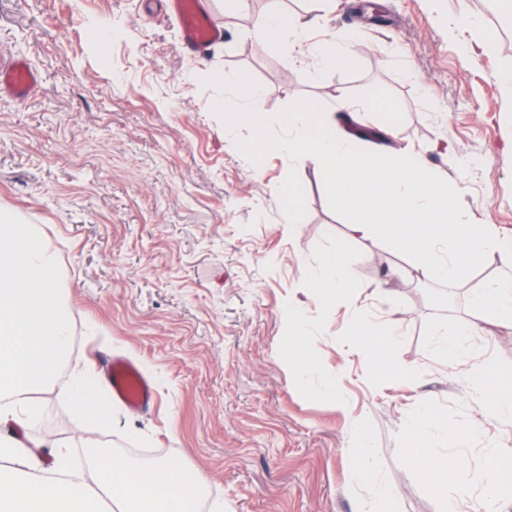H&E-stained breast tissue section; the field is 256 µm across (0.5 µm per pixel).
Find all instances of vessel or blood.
<instances>
[{
	"label": "vessel or blood",
	"mask_w": 512,
	"mask_h": 512,
	"mask_svg": "<svg viewBox=\"0 0 512 512\" xmlns=\"http://www.w3.org/2000/svg\"><path fill=\"white\" fill-rule=\"evenodd\" d=\"M168 14L177 22L185 48L201 55L224 39V26L203 5L202 0H166ZM39 81V75L20 58L0 61V91L15 99H26ZM112 394L133 408L152 405L157 394L138 368L117 359L111 368Z\"/></svg>",
	"instance_id": "b4317fda"
}]
</instances>
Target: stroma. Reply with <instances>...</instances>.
I'll return each instance as SVG.
<instances>
[{
	"instance_id": "1",
	"label": "stroma",
	"mask_w": 512,
	"mask_h": 512,
	"mask_svg": "<svg viewBox=\"0 0 512 512\" xmlns=\"http://www.w3.org/2000/svg\"><path fill=\"white\" fill-rule=\"evenodd\" d=\"M366 2L327 12L326 28L360 29L363 44L352 61L319 62L315 83L287 42H252L268 0L225 20L223 44L201 60L184 50L163 0H0V57H23L41 77L25 100L0 94V211L57 251L73 329L59 378L86 373L108 389L107 365L125 355L158 394L139 412L115 402L116 427L102 430L78 422L56 390L35 393L43 416L15 435L44 441L45 475L86 471L92 442L178 464L203 484L207 508L381 512L353 477L368 448L395 512H439L398 461L397 434L428 399L480 418L465 368L494 354L512 362V328L485 324L462 366L434 346L506 265L488 255L449 288L419 278L414 261L375 238L351 237L318 169L244 155L235 138L249 131L225 133L208 82L246 71L267 117L301 99L333 111L339 92L373 101L340 129L374 130L364 150L421 152L459 188L472 221L512 238V92L498 81L512 67V36L486 0ZM464 16L480 27L461 25ZM387 113L398 140L381 132ZM292 170L306 194L295 226L279 199ZM340 242L359 283L325 304L310 280ZM295 305L314 360L300 373L284 363L282 316ZM360 317L398 325L387 373L352 350Z\"/></svg>"
}]
</instances>
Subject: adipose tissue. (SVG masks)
Listing matches in <instances>:
<instances>
[{
    "label": "adipose tissue",
    "instance_id": "adipose-tissue-1",
    "mask_svg": "<svg viewBox=\"0 0 512 512\" xmlns=\"http://www.w3.org/2000/svg\"><path fill=\"white\" fill-rule=\"evenodd\" d=\"M314 20L284 10L278 0L255 21L251 38L264 46L288 41L307 79L319 77L318 60L346 62L356 53L358 36L328 30L311 37ZM357 284V273L344 244L328 253L310 288L329 301L347 294ZM472 314L451 335L436 340L446 358L464 361L470 338L480 329L484 314L512 324V276L494 280L473 294ZM35 441L17 438L0 442V512H102L112 501L115 512H192L200 484H185L180 467L158 462L136 465L116 454L89 450V474L71 473L64 478L42 475Z\"/></svg>",
    "mask_w": 512,
    "mask_h": 512
}]
</instances>
